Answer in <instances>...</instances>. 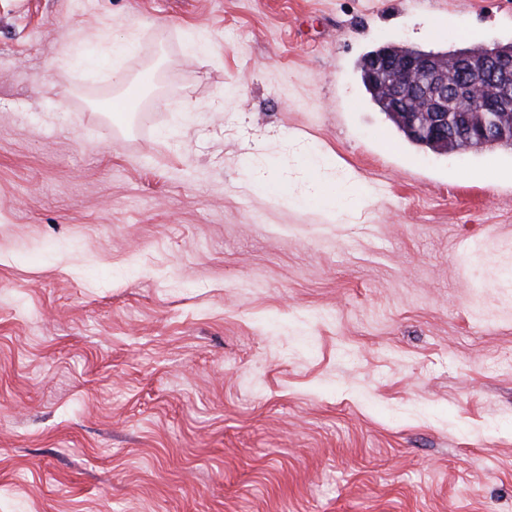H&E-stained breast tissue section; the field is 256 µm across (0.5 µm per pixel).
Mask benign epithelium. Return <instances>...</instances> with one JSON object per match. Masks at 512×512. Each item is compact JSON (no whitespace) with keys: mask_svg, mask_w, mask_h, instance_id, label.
Masks as SVG:
<instances>
[{"mask_svg":"<svg viewBox=\"0 0 512 512\" xmlns=\"http://www.w3.org/2000/svg\"><path fill=\"white\" fill-rule=\"evenodd\" d=\"M363 80L412 137L459 140L478 151L512 141V49L482 56L387 45L367 56ZM453 109H448V101Z\"/></svg>","mask_w":512,"mask_h":512,"instance_id":"benign-epithelium-1","label":"benign epithelium"}]
</instances>
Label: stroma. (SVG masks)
<instances>
[{
    "label": "stroma",
    "instance_id": "obj_1",
    "mask_svg": "<svg viewBox=\"0 0 512 512\" xmlns=\"http://www.w3.org/2000/svg\"><path fill=\"white\" fill-rule=\"evenodd\" d=\"M510 43L512 0H0V512H512V148L360 69ZM304 144L369 205H294Z\"/></svg>",
    "mask_w": 512,
    "mask_h": 512
}]
</instances>
